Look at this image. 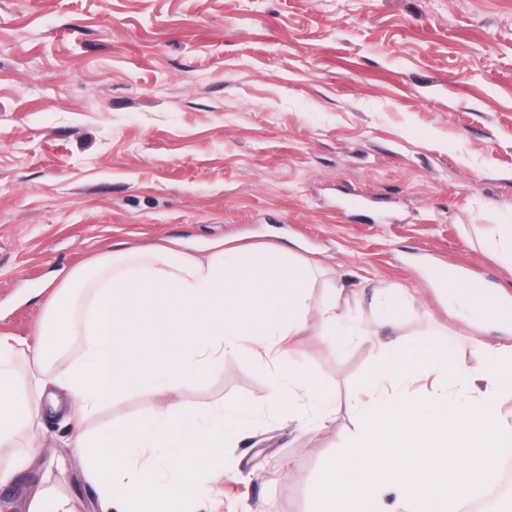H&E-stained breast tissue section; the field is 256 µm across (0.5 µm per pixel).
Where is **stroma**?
I'll return each instance as SVG.
<instances>
[{
  "instance_id": "1",
  "label": "stroma",
  "mask_w": 512,
  "mask_h": 512,
  "mask_svg": "<svg viewBox=\"0 0 512 512\" xmlns=\"http://www.w3.org/2000/svg\"><path fill=\"white\" fill-rule=\"evenodd\" d=\"M497 224H512V0H0V334L38 345L56 290L111 251L276 246L317 267L291 345L332 417L301 427L272 408L270 354L228 352L183 382L186 413L248 419L227 429L199 512H309L380 343L472 362L475 329L429 272L512 296V262L482 247ZM398 285L412 298L377 327ZM330 299L378 340L322 343ZM165 399L139 385L85 423L43 426L98 434ZM45 473L23 470L0 503L29 512ZM50 481L100 512L78 466Z\"/></svg>"
}]
</instances>
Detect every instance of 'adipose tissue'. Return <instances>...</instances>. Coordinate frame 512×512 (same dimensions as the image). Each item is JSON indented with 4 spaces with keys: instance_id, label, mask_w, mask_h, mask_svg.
Instances as JSON below:
<instances>
[{
    "instance_id": "adipose-tissue-1",
    "label": "adipose tissue",
    "mask_w": 512,
    "mask_h": 512,
    "mask_svg": "<svg viewBox=\"0 0 512 512\" xmlns=\"http://www.w3.org/2000/svg\"><path fill=\"white\" fill-rule=\"evenodd\" d=\"M313 277L312 265L291 264L278 251L260 261L244 249L220 248L197 259L164 246L115 252L93 270L78 271L39 324L38 368L27 382L17 381L14 368L27 343L0 334V447L12 450L0 485L39 453V446H19L15 438L38 426L44 409L86 420L136 385L171 394L218 366L225 351H248L253 336L266 337L277 361L289 365L288 395L275 408L305 400L326 416L328 394L292 363L284 344L307 329L301 309ZM448 296L467 319L512 329L511 295L456 284ZM78 334L80 354L65 360ZM184 415L171 399L145 422L70 440L102 512H192L204 480L224 461V424L234 413L219 406L186 427Z\"/></svg>"
}]
</instances>
